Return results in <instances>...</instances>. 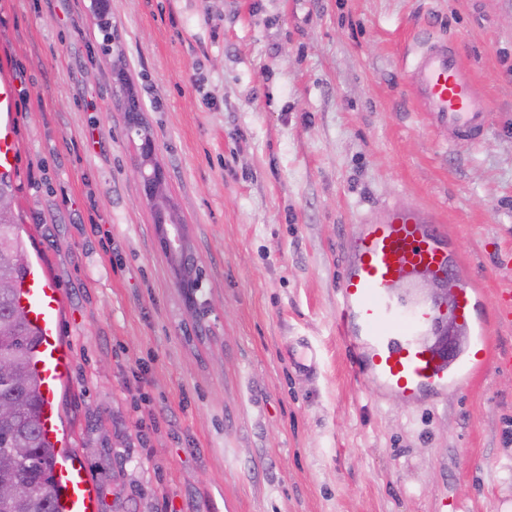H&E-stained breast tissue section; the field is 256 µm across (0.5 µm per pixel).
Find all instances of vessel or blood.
Listing matches in <instances>:
<instances>
[{
  "label": "vessel or blood",
  "instance_id": "b4317fda",
  "mask_svg": "<svg viewBox=\"0 0 512 512\" xmlns=\"http://www.w3.org/2000/svg\"><path fill=\"white\" fill-rule=\"evenodd\" d=\"M408 82L423 112L439 126L471 142L484 132L489 105L456 51L445 41L426 46L414 58ZM13 110L12 84L0 81V175L12 174L17 145L7 116ZM436 278L447 282L449 300L438 305L399 288ZM341 335L356 354V370L380 392L410 401L436 400L449 385H461L483 363L485 349L473 315L466 277L455 271L439 235L413 209L389 206L366 215L348 272L339 285ZM19 304L41 336L36 369L44 399L41 423L46 438L60 429L55 398L67 376L68 353L58 334L62 299L40 268L19 283ZM449 319L457 338L432 341L435 325ZM58 512H97L94 483L79 454L65 450L54 471Z\"/></svg>",
  "mask_w": 512,
  "mask_h": 512
}]
</instances>
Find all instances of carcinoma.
I'll use <instances>...</instances> for the list:
<instances>
[{"mask_svg": "<svg viewBox=\"0 0 512 512\" xmlns=\"http://www.w3.org/2000/svg\"><path fill=\"white\" fill-rule=\"evenodd\" d=\"M30 268L18 234L15 215L0 220V278L9 287H0V326L10 324L18 310V283ZM39 337L27 320L15 327V334L0 335V358L12 353L20 356L24 376L16 384L0 376V401L16 407L14 418L0 422V466L8 464L13 481L19 485L28 512H57L58 489L54 466L59 453L46 440L41 428L43 397L34 368Z\"/></svg>", "mask_w": 512, "mask_h": 512, "instance_id": "1", "label": "carcinoma"}]
</instances>
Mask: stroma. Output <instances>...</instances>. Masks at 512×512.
Masks as SVG:
<instances>
[{
	"label": "stroma",
	"instance_id": "obj_1",
	"mask_svg": "<svg viewBox=\"0 0 512 512\" xmlns=\"http://www.w3.org/2000/svg\"><path fill=\"white\" fill-rule=\"evenodd\" d=\"M106 15L205 272L198 337L90 0H0L14 213L62 295L57 404L98 512H512V0H108ZM432 36L489 102L477 142L409 90ZM383 204L419 210L479 300L493 359L437 401L378 393L337 327L361 217Z\"/></svg>",
	"mask_w": 512,
	"mask_h": 512
}]
</instances>
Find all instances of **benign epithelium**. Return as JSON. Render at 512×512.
<instances>
[{
  "label": "benign epithelium",
  "instance_id": "1",
  "mask_svg": "<svg viewBox=\"0 0 512 512\" xmlns=\"http://www.w3.org/2000/svg\"><path fill=\"white\" fill-rule=\"evenodd\" d=\"M112 87L120 110L125 114L128 132L140 140L135 172L142 196L154 212L155 223L162 227L166 249L175 265L180 267L193 256L182 230V222L166 191L165 171L155 160V142L150 128L142 119L139 95L119 58L112 63Z\"/></svg>",
  "mask_w": 512,
  "mask_h": 512
}]
</instances>
